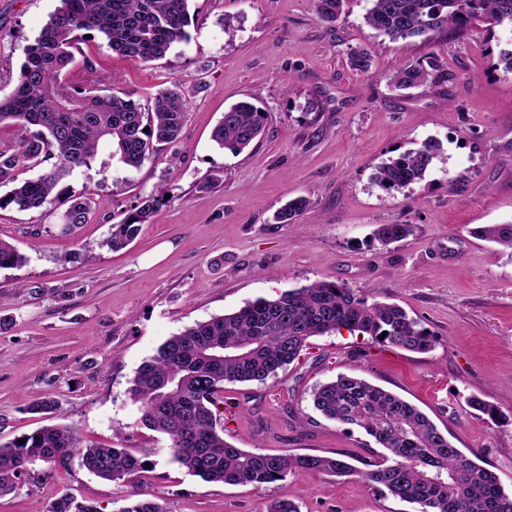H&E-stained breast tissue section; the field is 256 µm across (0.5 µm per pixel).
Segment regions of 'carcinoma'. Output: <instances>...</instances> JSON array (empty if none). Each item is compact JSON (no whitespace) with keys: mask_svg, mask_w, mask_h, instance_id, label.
Segmentation results:
<instances>
[{"mask_svg":"<svg viewBox=\"0 0 512 512\" xmlns=\"http://www.w3.org/2000/svg\"><path fill=\"white\" fill-rule=\"evenodd\" d=\"M190 0H60V6L33 42L13 92L0 98V126L15 127L17 139L0 144V184L14 187L0 196V209L37 210L52 202L59 183L75 168L91 167L97 156H110L138 168L155 145L181 136L188 107L172 88L153 97L151 108L118 94L77 90L62 80L82 31L104 36L113 51L142 63L164 57L171 46L189 38ZM345 0H315L324 23L340 17ZM366 23L393 42L454 28L463 33L476 19L512 26V0H370ZM430 73L419 63L405 64L392 75L401 90L422 86ZM266 114L248 101L231 105L211 139L240 154L262 132ZM440 145L428 140L412 152L390 158L375 174L384 191L408 187L425 177ZM39 169L34 178L19 173ZM165 190L139 199L125 218L112 225L106 241L112 250L132 243L164 200ZM70 235L86 223L89 201H62ZM310 202L298 197L274 216L291 224ZM412 233L409 224H380L373 239L386 246ZM512 252V224H486L471 230ZM25 257L0 239V269L18 268ZM347 329L371 343L427 353L435 337L420 320L398 305L360 297L335 282H314L289 289L274 299L258 298L239 310L197 323L167 339L131 380L130 394L141 403V424L165 434L173 460L203 480L259 490L266 484L304 473L351 476L382 494L418 506V512H512V494L499 477L456 448L416 406L363 379L339 374L316 386L313 406L325 418L362 430L384 453L374 459L269 453L238 448L224 439L220 405L224 383L265 382L300 359L314 336ZM387 336H382V333ZM0 443V497L11 494L15 480L42 464L48 469L73 458L95 476L131 482L146 466L145 454L112 445L88 444L70 425H46ZM48 512H99L69 494ZM119 512H167L157 501L132 494Z\"/></svg>","mask_w":512,"mask_h":512,"instance_id":"cac0c4a2","label":"carcinoma"}]
</instances>
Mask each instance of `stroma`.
Segmentation results:
<instances>
[{"label":"stroma","instance_id":"obj_1","mask_svg":"<svg viewBox=\"0 0 512 512\" xmlns=\"http://www.w3.org/2000/svg\"><path fill=\"white\" fill-rule=\"evenodd\" d=\"M59 0H0V97L17 83L25 48ZM368 0H346L319 21L314 0H191L189 41L143 63L83 34L64 74L72 87L123 92L147 108L175 87L188 117L174 145L140 168L101 154L73 170L65 194L98 204L72 235L53 206L0 210V239L26 263L0 269V442L57 423L84 440L144 448L138 481L100 479L79 462L32 470L0 512H47L64 493L119 512L132 493L168 512H262L294 499L300 512H417L346 477L303 474L253 491L204 481L174 461L166 435L140 423L129 393L137 369L170 336L315 281L403 307L435 336L427 353L383 348L348 330L311 338L299 361L265 382L224 386V437L276 453L371 457L365 433L322 417L312 391L356 375L415 404L462 452L476 454L512 491V256L472 235L512 222V73L502 53L512 28L478 23L390 42L365 21ZM365 51L370 72L348 55ZM437 59L448 81L392 86L402 65ZM247 100L267 114L239 155L211 133L225 109ZM441 150L425 178L383 191L377 167L427 140ZM167 200L125 249L106 241L139 198ZM304 197L291 224L274 213ZM379 224H408L407 238L372 241ZM495 417L470 409L471 396ZM55 415L28 411L41 398Z\"/></svg>","mask_w":512,"mask_h":512}]
</instances>
